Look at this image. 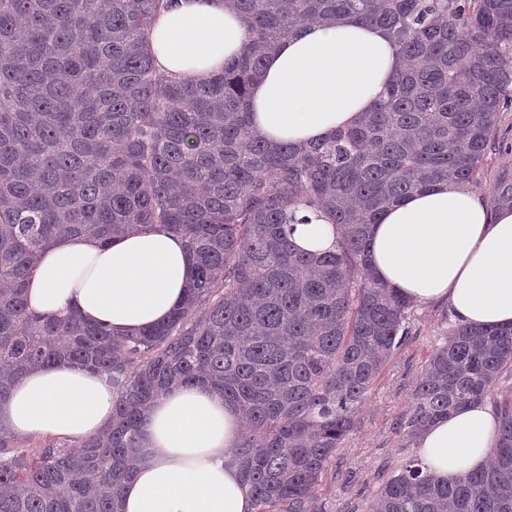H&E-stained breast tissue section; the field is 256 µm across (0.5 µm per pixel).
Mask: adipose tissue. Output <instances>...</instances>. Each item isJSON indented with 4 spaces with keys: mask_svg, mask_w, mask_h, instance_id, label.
Wrapping results in <instances>:
<instances>
[{
    "mask_svg": "<svg viewBox=\"0 0 512 512\" xmlns=\"http://www.w3.org/2000/svg\"><path fill=\"white\" fill-rule=\"evenodd\" d=\"M158 67L205 81L243 54L244 21L225 0H172L149 31ZM399 46L379 27L346 16L308 23L264 61L250 95L252 128L273 144L309 145L354 126L401 69ZM373 276L416 304L447 301L473 327L512 324V209L492 208L442 182L383 212L370 229ZM195 283V258L179 236L148 227L103 245L62 237L40 254L31 312L68 314L127 336L167 321ZM106 377L72 362L28 371L0 400V427L19 438L74 441L112 422ZM242 415L205 385L158 398L123 486L121 512H255L237 449ZM498 415L475 402L430 425L420 455L451 482L489 464Z\"/></svg>",
    "mask_w": 512,
    "mask_h": 512,
    "instance_id": "adipose-tissue-1",
    "label": "adipose tissue"
}]
</instances>
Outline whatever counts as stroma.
Masks as SVG:
<instances>
[{
    "instance_id": "35a3bbf8",
    "label": "stroma",
    "mask_w": 512,
    "mask_h": 512,
    "mask_svg": "<svg viewBox=\"0 0 512 512\" xmlns=\"http://www.w3.org/2000/svg\"><path fill=\"white\" fill-rule=\"evenodd\" d=\"M512 171V107L502 109L495 139L469 188L484 199L502 171ZM454 316L444 301L414 306L408 335L396 348L353 432L336 450L316 493L315 512H369L379 489L407 459L417 456V442L407 441L399 424L408 414L417 379L441 342Z\"/></svg>"
}]
</instances>
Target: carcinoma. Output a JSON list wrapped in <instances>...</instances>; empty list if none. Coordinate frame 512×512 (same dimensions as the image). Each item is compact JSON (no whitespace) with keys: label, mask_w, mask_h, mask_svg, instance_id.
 Returning <instances> with one entry per match:
<instances>
[{"label":"carcinoma","mask_w":512,"mask_h":512,"mask_svg":"<svg viewBox=\"0 0 512 512\" xmlns=\"http://www.w3.org/2000/svg\"><path fill=\"white\" fill-rule=\"evenodd\" d=\"M169 0H0V398L33 366L106 374L112 424L36 452L0 431V512H118L141 426L165 392L207 384L245 416L238 454L255 512H313L336 448L413 303L376 280L369 232L440 182L469 184L512 105V0H230L241 59L207 82L157 68L148 32ZM354 15L390 34L404 68L353 127L304 147L251 127L268 52L303 23ZM512 206V174L494 186ZM338 229L333 249L289 241L299 211ZM154 226L183 237L196 284L137 336L28 309L43 246ZM512 367V326L452 325L400 423L413 439L486 399ZM492 463L455 482L408 460L373 512H512V402Z\"/></svg>","instance_id":"cac0c4a2"}]
</instances>
